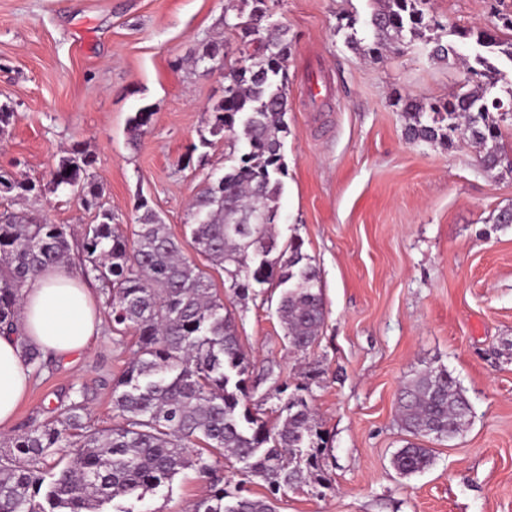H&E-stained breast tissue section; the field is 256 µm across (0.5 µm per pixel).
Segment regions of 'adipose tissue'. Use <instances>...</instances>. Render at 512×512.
<instances>
[{"mask_svg": "<svg viewBox=\"0 0 512 512\" xmlns=\"http://www.w3.org/2000/svg\"><path fill=\"white\" fill-rule=\"evenodd\" d=\"M17 328V335L0 334V430L11 427L31 384V370L20 355L21 342L65 357L92 344L101 320L79 276L54 266L38 273L23 289Z\"/></svg>", "mask_w": 512, "mask_h": 512, "instance_id": "ef3b65f1", "label": "adipose tissue"}]
</instances>
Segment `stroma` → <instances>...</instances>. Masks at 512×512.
Instances as JSON below:
<instances>
[{"instance_id": "35a3bbf8", "label": "stroma", "mask_w": 512, "mask_h": 512, "mask_svg": "<svg viewBox=\"0 0 512 512\" xmlns=\"http://www.w3.org/2000/svg\"><path fill=\"white\" fill-rule=\"evenodd\" d=\"M441 22L481 26L488 0H431ZM272 20L288 32V174L280 199L282 237L299 238L317 266L326 320L316 344L289 350L277 292L232 297L222 269L203 263L235 316L240 344L260 384L253 401L274 409L275 384H296L302 367L323 374L309 401L328 446L333 489L279 497L277 512H512V172L484 171L470 144H412L397 95L447 98L460 64L437 62L413 44L377 60L345 42V17L367 19L371 0H275ZM231 0H0V104L12 122L0 135V169L47 182L74 144L94 159L103 203L125 231L146 197L194 257L190 205L239 149L210 137L211 104L224 81L196 53L219 39L230 63L247 64L227 28ZM153 117L138 146L127 137L142 107ZM72 228L78 269L95 211L49 193L24 203ZM102 319L85 352L46 360L13 427L0 442L50 420L83 391L99 428L112 425V387L133 358L135 336L116 341L106 297L90 281ZM445 367L472 407L450 442L422 439L433 465L400 477L391 457L405 435L397 418L403 385ZM210 490L192 470L136 503V512H188Z\"/></svg>"}]
</instances>
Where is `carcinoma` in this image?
Here are the masks:
<instances>
[{"label":"carcinoma","instance_id":"cac0c4a2","mask_svg":"<svg viewBox=\"0 0 512 512\" xmlns=\"http://www.w3.org/2000/svg\"><path fill=\"white\" fill-rule=\"evenodd\" d=\"M428 0H376L358 37L357 19H348L346 43L375 58L420 42L434 60L461 63L460 90L444 102L398 96L412 143L460 141L479 147L478 162L496 169L505 156L503 127H512V41L498 31L512 30V12L493 8L490 24L446 26L426 9ZM269 0H240L235 20L227 21L244 46L252 47L249 66L220 72L224 95L210 106L213 137L229 133L243 143L237 165L207 183L193 205L190 237L195 252L235 281L233 296L245 298L254 286L281 289L276 312L288 347L305 352L318 339L326 310L321 276L302 252V243L281 239L277 226L282 177L287 166L281 134L288 124V59L292 41L270 22ZM450 39L443 40V35ZM224 45L208 42L197 60L219 64ZM153 112L142 108L128 122L137 142ZM94 160L75 144L50 171L47 184L0 172V197L25 199L67 190L99 222L85 227L81 276L101 282L112 331L136 336L135 357L112 389V427L88 424L81 392L56 408L53 420L33 425L0 449V512H102L117 497L141 501L185 469L211 479L208 497L193 512H275L267 498L230 493L224 468L258 477L273 495L303 487L332 488L323 469L326 439L308 396L321 377L317 366L301 372V382L283 384L274 424L251 407V362L243 351L235 317L213 279L183 255L182 243L163 224L147 199L133 237L113 223L101 203L102 188L90 168ZM70 231L47 216L0 212V330L17 322L22 290L40 271L69 261ZM25 363L44 367L41 351L20 342ZM403 430L415 440L448 441L472 417V407L447 368L429 370L408 382L398 396ZM71 448L63 468L48 459ZM432 449L415 441L392 459L408 477L433 464Z\"/></svg>","mask_w":512,"mask_h":512}]
</instances>
